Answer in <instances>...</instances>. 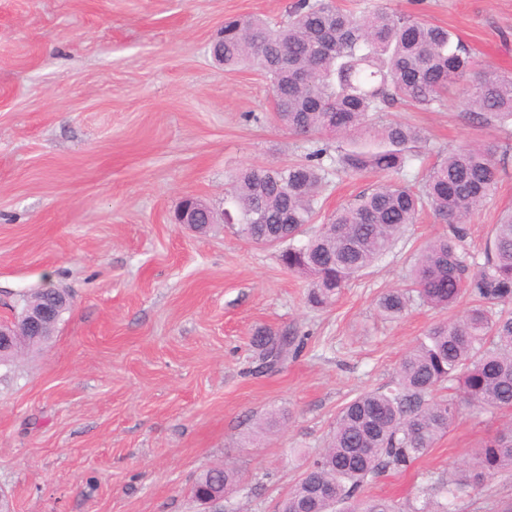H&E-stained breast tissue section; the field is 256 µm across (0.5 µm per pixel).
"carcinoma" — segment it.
<instances>
[{"instance_id":"1","label":"carcinoma","mask_w":512,"mask_h":512,"mask_svg":"<svg viewBox=\"0 0 512 512\" xmlns=\"http://www.w3.org/2000/svg\"><path fill=\"white\" fill-rule=\"evenodd\" d=\"M220 64L251 66L270 78L273 111L297 136L343 140L330 158L344 172H374L390 180L338 209L320 231L294 244L321 208L329 175L326 150L277 168L246 167L229 182L238 212L224 211L248 242L276 248L289 271L309 281L308 303L328 308L342 290L382 260L429 209L451 233L418 252L408 288L377 298L390 320L407 309L411 293L439 311L468 297L470 306L432 326L399 364L395 380L365 392L336 415L326 448L282 502L280 512H398L388 499H364L366 484L388 471H404L448 433L464 406L485 411L512 407V315L495 311L512 303V212L492 225L484 260L466 248V224L497 190L507 152L495 143L464 144L448 151L426 173L422 186L403 179L413 149L426 145L421 130L381 121L397 102L434 108L448 87L472 75L463 105L467 114L500 128L512 126V77L478 70L470 52L446 28L385 8L359 14L332 0H300L282 25L260 18L224 22ZM261 365L274 368L300 344L293 334L259 330L253 338ZM453 384L459 396L439 390ZM512 471V425L486 440L473 462L446 483L449 498L475 492L490 477ZM237 472L226 467L202 472L193 497L229 493Z\"/></svg>"}]
</instances>
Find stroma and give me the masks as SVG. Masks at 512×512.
I'll return each instance as SVG.
<instances>
[{"instance_id": "35a3bbf8", "label": "stroma", "mask_w": 512, "mask_h": 512, "mask_svg": "<svg viewBox=\"0 0 512 512\" xmlns=\"http://www.w3.org/2000/svg\"><path fill=\"white\" fill-rule=\"evenodd\" d=\"M294 0H0V320L53 283L71 308L40 350L0 366V493L13 512H208L196 478L235 468L224 512H277L322 452L339 409L395 378L400 359L442 315L412 298L386 320L377 295L403 287L420 246L446 232L430 214L327 309L275 250L231 224L204 233L172 216L182 198L232 208L230 176L278 167L338 142L294 136L276 120L270 83L211 56L229 17L284 23ZM447 27L480 67L512 75V0H335ZM469 82L429 111L395 105L387 119L419 127L428 152L409 178L462 144L512 134L467 120ZM373 172L329 175L323 207L381 182ZM512 208V167L468 224L482 257ZM301 344L254 375L258 328ZM512 413L463 409L407 470L364 496L401 512L440 501L466 453ZM453 512H512V472L456 499Z\"/></svg>"}]
</instances>
